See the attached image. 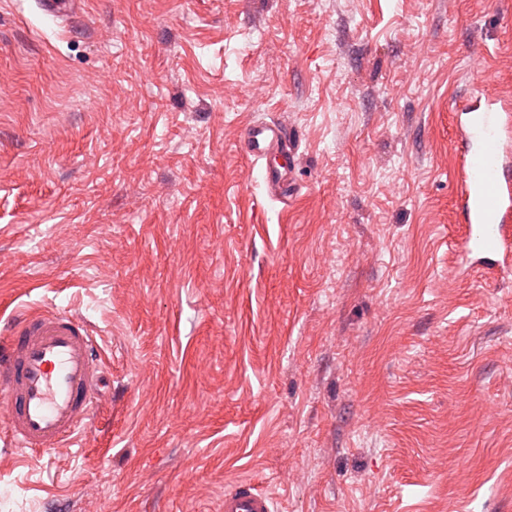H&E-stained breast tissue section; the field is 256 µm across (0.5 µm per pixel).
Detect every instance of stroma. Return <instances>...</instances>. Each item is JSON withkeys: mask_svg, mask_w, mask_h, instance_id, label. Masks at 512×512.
<instances>
[{"mask_svg": "<svg viewBox=\"0 0 512 512\" xmlns=\"http://www.w3.org/2000/svg\"><path fill=\"white\" fill-rule=\"evenodd\" d=\"M482 86L512 0H0V318L80 316L110 380L71 454L0 436V512H512V272L448 245ZM240 141L247 158L265 162L263 179L268 189L288 199V174L295 162L294 140L288 124L272 119L248 120L241 127ZM271 159L273 164L269 163ZM273 497L250 483L224 493L223 512H274Z\"/></svg>", "mask_w": 512, "mask_h": 512, "instance_id": "obj_1", "label": "stroma"}]
</instances>
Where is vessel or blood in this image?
<instances>
[{
  "label": "vessel or blood",
  "instance_id": "obj_1",
  "mask_svg": "<svg viewBox=\"0 0 512 512\" xmlns=\"http://www.w3.org/2000/svg\"><path fill=\"white\" fill-rule=\"evenodd\" d=\"M454 131L459 157L454 198L460 263L506 267L501 250L512 225V97L488 89L458 99ZM245 156L264 162L268 189L286 193L294 140L278 120H249L240 130ZM0 345V418L11 445L36 455L71 452L104 395L92 333L73 316L24 310L7 324ZM223 512H274L272 496L245 483L224 494Z\"/></svg>",
  "mask_w": 512,
  "mask_h": 512
}]
</instances>
